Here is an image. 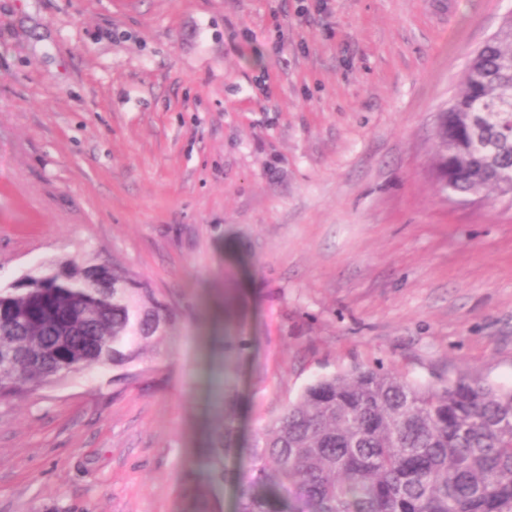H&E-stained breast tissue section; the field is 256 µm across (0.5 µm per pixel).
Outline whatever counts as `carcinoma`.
Here are the masks:
<instances>
[{
  "mask_svg": "<svg viewBox=\"0 0 512 512\" xmlns=\"http://www.w3.org/2000/svg\"><path fill=\"white\" fill-rule=\"evenodd\" d=\"M435 164L448 162V200L512 198V15L470 57L436 128ZM38 298V321L14 332L23 344L62 328L91 340L90 365L129 369L162 336L172 312L147 283L112 269V295L78 273L27 290L0 289V309ZM76 376L67 353L46 368L16 360L0 398ZM237 449L231 401L212 438L211 477L239 487L236 512H512V387L466 377L442 386L395 370L354 367L322 376L259 433L248 474L226 465Z\"/></svg>",
  "mask_w": 512,
  "mask_h": 512,
  "instance_id": "cac0c4a2",
  "label": "carcinoma"
}]
</instances>
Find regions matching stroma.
<instances>
[{
  "label": "stroma",
  "instance_id": "obj_1",
  "mask_svg": "<svg viewBox=\"0 0 512 512\" xmlns=\"http://www.w3.org/2000/svg\"><path fill=\"white\" fill-rule=\"evenodd\" d=\"M512 0H0V286L78 258L174 317L0 400V512H234L317 377L512 386V203L449 202L436 116Z\"/></svg>",
  "mask_w": 512,
  "mask_h": 512
}]
</instances>
